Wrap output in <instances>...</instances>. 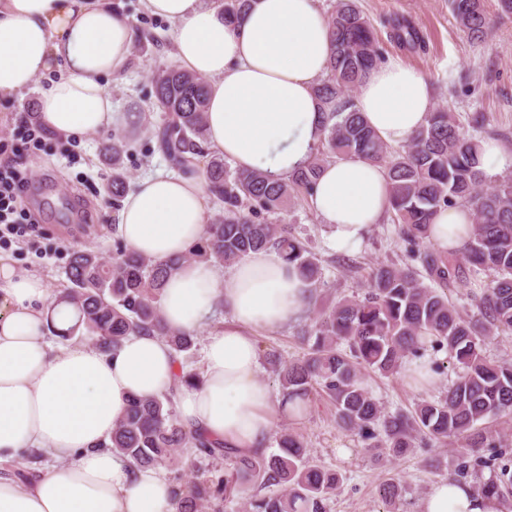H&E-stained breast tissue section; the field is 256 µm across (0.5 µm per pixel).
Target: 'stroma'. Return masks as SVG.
Segmentation results:
<instances>
[{"mask_svg":"<svg viewBox=\"0 0 512 512\" xmlns=\"http://www.w3.org/2000/svg\"><path fill=\"white\" fill-rule=\"evenodd\" d=\"M112 2L133 19L137 31L132 64L111 84L113 110L139 114L138 126L127 132L124 154L128 184L133 187L145 175L169 171L166 161L155 152L151 135L162 117L152 95V81L157 71L178 67L179 62L167 22L146 15L139 0ZM358 5L377 30L384 59L400 61L429 77L432 108L447 109L462 120L472 112L485 113L486 125L477 132L479 140L496 141L512 154V19H498L496 0H485L492 23L487 34L477 40L459 29L448 0H358ZM402 17L423 30L424 49L407 51L389 41L388 20ZM111 140L108 131L73 144L55 135L44 152L27 165L30 189L43 211L38 222L41 246L47 255L39 257L16 244L0 253L17 268L40 271L51 293H59L67 285L65 270L73 247L93 250L107 259L112 256L118 209L106 192L112 169L102 153L103 145ZM288 223L293 234L316 254L321 278L314 301L300 320L255 335L261 353L259 378L277 401L282 391L274 363L304 357L308 345L301 338V330L318 315L325 300L363 294L369 274L378 264L404 266L411 262L409 246L390 215L371 226L362 246L349 254L329 246L328 232L310 201H296ZM455 377L449 370L438 376L433 386L421 387L368 371L364 382L385 411L394 414L437 399ZM274 427L300 435L318 463L341 475V486L329 502L330 512H419L422 499L439 481L441 472L452 470L459 451L458 443L426 439L402 456L376 461L364 452L355 434L337 425L331 403L316 394L303 417L281 414ZM179 454L183 466L163 470L175 486L190 487L223 478V462L198 455L191 447L180 449ZM434 460L439 461V470L430 469ZM391 477L398 478L401 492L389 504L382 500L379 487Z\"/></svg>","mask_w":512,"mask_h":512,"instance_id":"1","label":"stroma"}]
</instances>
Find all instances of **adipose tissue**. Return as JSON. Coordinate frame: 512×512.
I'll return each mask as SVG.
<instances>
[{
  "label": "adipose tissue",
  "mask_w": 512,
  "mask_h": 512,
  "mask_svg": "<svg viewBox=\"0 0 512 512\" xmlns=\"http://www.w3.org/2000/svg\"><path fill=\"white\" fill-rule=\"evenodd\" d=\"M168 20L182 67L209 85L211 152L244 170L282 179L304 166L320 138L314 88L332 52L316 0H250L238 23L203 0H140ZM136 30L112 0H0V100L63 69L39 99L51 131L85 137L136 122L112 109L108 80L125 74ZM429 78L401 62L370 71L355 103L378 138L407 143L425 125ZM339 251L359 249L370 226L389 211L386 171L359 157L324 165L312 200ZM206 180L166 174L142 178L122 202L116 233L128 250L165 262L205 237ZM467 207L441 210L429 233L443 250L465 243ZM231 323L209 336L194 385L169 344L152 334L124 339L116 353L98 344L47 340V312L66 328L72 310L57 305L45 279L0 258V460L33 448L51 466L30 482L0 478V512H178L177 489L160 468H137L104 442L131 397L178 388L181 422L227 447L262 448L279 413L258 378L254 329H275L300 316L310 291L295 268L260 250L231 270L205 260L183 264L165 282L162 310L175 331H198L216 303ZM421 512H498L496 499L466 481H440Z\"/></svg>",
  "instance_id": "ef3b65f1"
}]
</instances>
